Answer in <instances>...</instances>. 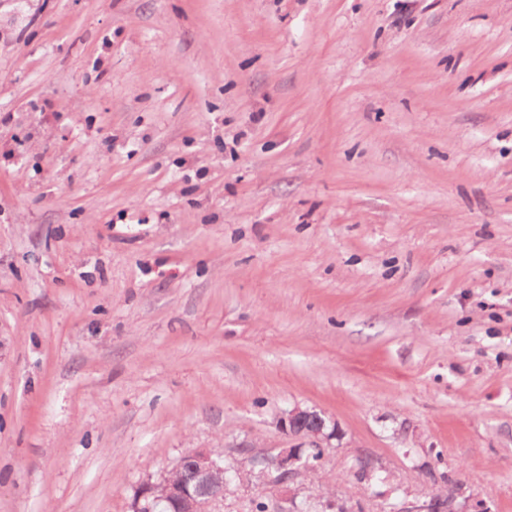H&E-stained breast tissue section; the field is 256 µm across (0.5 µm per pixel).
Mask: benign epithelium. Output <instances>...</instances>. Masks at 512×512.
Segmentation results:
<instances>
[{
    "label": "benign epithelium",
    "instance_id": "obj_1",
    "mask_svg": "<svg viewBox=\"0 0 512 512\" xmlns=\"http://www.w3.org/2000/svg\"><path fill=\"white\" fill-rule=\"evenodd\" d=\"M284 424L289 435L306 440L307 445L273 448L263 453L265 469L275 474L280 484L307 467L306 448L324 451L332 447V441L341 439L336 422L317 410L296 408L289 412ZM174 470L184 473L178 481L167 475L158 482L140 484L134 493L132 512H154L155 503L160 501L175 502L181 512H219L229 485L224 476V459L207 449H193L181 457ZM460 493V487L450 486L447 498L433 496L404 512H454L452 504Z\"/></svg>",
    "mask_w": 512,
    "mask_h": 512
}]
</instances>
